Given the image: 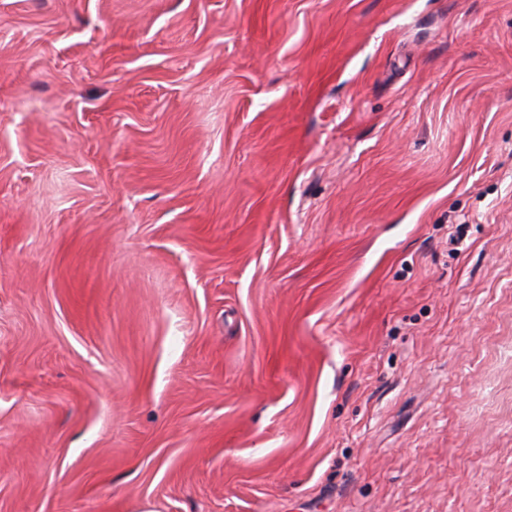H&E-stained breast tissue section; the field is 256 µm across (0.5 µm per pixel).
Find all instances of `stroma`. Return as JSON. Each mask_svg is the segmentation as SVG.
Here are the masks:
<instances>
[{"label": "stroma", "mask_w": 512, "mask_h": 512, "mask_svg": "<svg viewBox=\"0 0 512 512\" xmlns=\"http://www.w3.org/2000/svg\"><path fill=\"white\" fill-rule=\"evenodd\" d=\"M0 512H512V0H0Z\"/></svg>", "instance_id": "obj_1"}]
</instances>
